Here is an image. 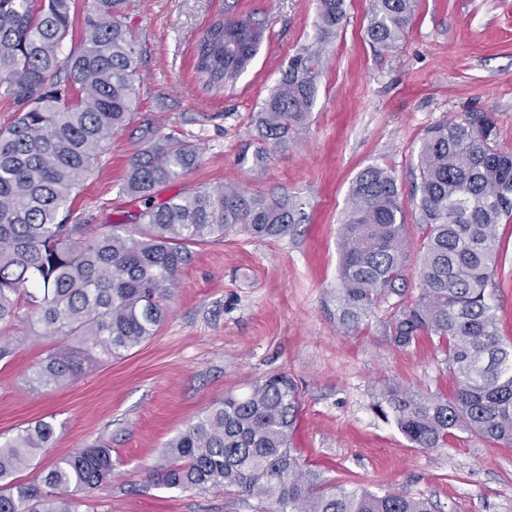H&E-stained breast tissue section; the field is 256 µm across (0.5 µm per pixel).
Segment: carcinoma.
<instances>
[{
	"mask_svg": "<svg viewBox=\"0 0 512 512\" xmlns=\"http://www.w3.org/2000/svg\"><path fill=\"white\" fill-rule=\"evenodd\" d=\"M414 0H372L367 35L384 51L403 37ZM125 0H94L80 48L61 56L75 0H0V88L16 118L0 130V328L26 309L50 339L36 379L58 386L97 355L118 357L151 339L170 308L189 247L238 227L277 237L302 221L287 194H250L238 185L188 188L168 199L156 190L191 170L199 147L147 128L146 148L120 190L144 207L122 224L94 230L71 209L72 196L99 166L107 142L132 116L140 90L135 39L120 22ZM345 17L344 0H317L309 45L293 56L258 113L260 136L286 149L312 117L324 53ZM261 23L227 18L197 46L196 70L224 89L247 71ZM420 183L412 202L425 225L417 258L418 293L405 299L409 260L395 177L371 165L358 173L340 228L336 312L350 332L391 297L384 327L398 348L425 338L444 349L456 381L452 397L400 383L379 389L375 409L416 448H440L455 430L512 447V342L499 332L487 288L506 256L497 235L512 217V154L495 147L494 124L473 112L443 119L416 150ZM298 389L285 375L229 394L193 419L149 471L156 486L228 495L276 512H438L424 497L329 486L293 446ZM54 429L27 426L0 442V512H79L76 495L103 487L112 449L79 448L28 482Z\"/></svg>",
	"mask_w": 512,
	"mask_h": 512,
	"instance_id": "1",
	"label": "carcinoma"
}]
</instances>
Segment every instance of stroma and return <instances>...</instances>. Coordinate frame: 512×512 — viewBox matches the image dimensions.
<instances>
[{"mask_svg":"<svg viewBox=\"0 0 512 512\" xmlns=\"http://www.w3.org/2000/svg\"><path fill=\"white\" fill-rule=\"evenodd\" d=\"M370 9L371 0H345L312 118L294 145L273 151L258 136L257 115L310 43L316 0H126L121 21L140 53V95L133 120L76 191V215L120 224L138 208L119 188L148 126L201 147L196 166L161 198L235 183L297 196L305 215L277 238L232 231L193 247L156 335L91 363L76 381L38 386L46 341L28 323L12 327L16 349L0 360V439L52 424V442L32 462L37 471L77 448H111V478L83 512H256V500L220 488L166 489L148 482L147 471L189 420L275 373L299 387L294 446L326 481L379 494L403 489L432 498L440 512H512V447L457 431L443 447L416 448L374 408L387 382L450 394L444 352L423 341L396 348L382 307L349 334L336 322L339 229L360 170L378 164L395 175L415 255L425 228L411 194L426 130L483 112L498 147L512 150V0H415L406 36L383 55L367 36ZM229 16L262 22L263 39L236 85L215 92L195 72L196 45L210 23ZM260 150L265 164L252 165Z\"/></svg>","mask_w":512,"mask_h":512,"instance_id":"obj_1","label":"stroma"}]
</instances>
